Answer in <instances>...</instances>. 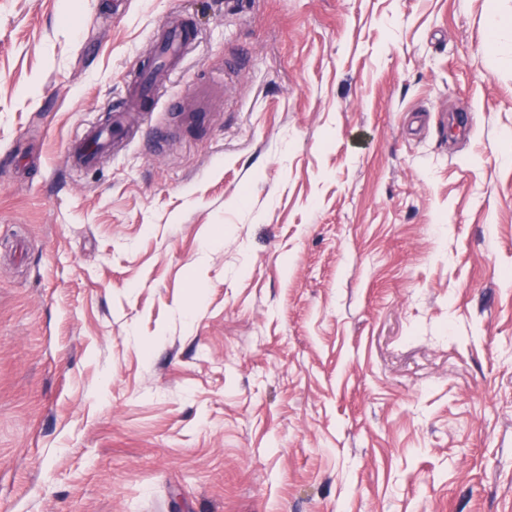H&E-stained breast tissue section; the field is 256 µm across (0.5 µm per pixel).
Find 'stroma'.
<instances>
[{
	"instance_id": "1",
	"label": "stroma",
	"mask_w": 512,
	"mask_h": 512,
	"mask_svg": "<svg viewBox=\"0 0 512 512\" xmlns=\"http://www.w3.org/2000/svg\"><path fill=\"white\" fill-rule=\"evenodd\" d=\"M510 152L512 0H0V512H512ZM155 38V65L142 69L128 90V103L141 108L151 116L158 101V78H173L178 74L187 51L195 47L200 39L195 27L174 16L158 26L152 33ZM152 100L150 107L147 101ZM124 140V132L118 118L112 115V131L108 126L87 127L83 139L68 154L67 161L88 166L93 163L97 152L104 150L112 142L113 148H118Z\"/></svg>"
}]
</instances>
